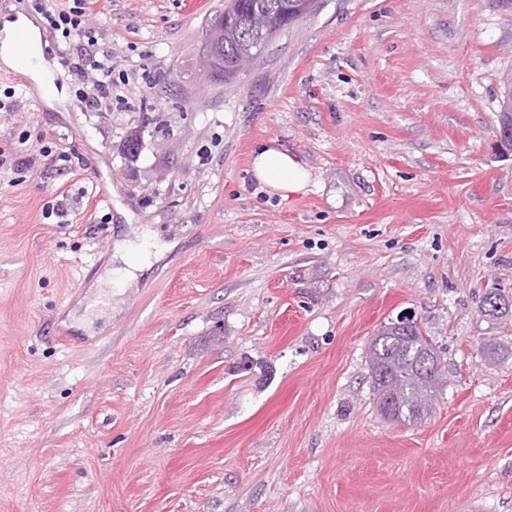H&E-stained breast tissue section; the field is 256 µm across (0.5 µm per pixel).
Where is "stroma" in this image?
Returning <instances> with one entry per match:
<instances>
[{"instance_id":"obj_1","label":"stroma","mask_w":512,"mask_h":512,"mask_svg":"<svg viewBox=\"0 0 512 512\" xmlns=\"http://www.w3.org/2000/svg\"><path fill=\"white\" fill-rule=\"evenodd\" d=\"M226 3L97 0L107 107L70 109L61 33L63 99L0 65V512H512V315L480 308L512 304V8L318 0L227 83ZM262 144L304 193L255 179ZM409 310L446 377L417 424L367 363ZM252 171L260 183L283 198L304 192L311 181L310 170L295 155L266 144L254 152Z\"/></svg>"}]
</instances>
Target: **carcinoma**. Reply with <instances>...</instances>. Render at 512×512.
<instances>
[{"label":"carcinoma","mask_w":512,"mask_h":512,"mask_svg":"<svg viewBox=\"0 0 512 512\" xmlns=\"http://www.w3.org/2000/svg\"><path fill=\"white\" fill-rule=\"evenodd\" d=\"M316 0H230L224 10V81L236 77L228 69L241 54H254L258 44H269L276 34L252 27L267 16L276 30L310 16ZM500 129L512 130V85L505 87L498 113ZM372 389L380 414L393 422L417 423L431 412L441 380V358L432 338L419 325L403 333L389 323L373 339L368 354Z\"/></svg>","instance_id":"1"}]
</instances>
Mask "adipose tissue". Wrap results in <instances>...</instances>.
<instances>
[{
  "label": "adipose tissue",
  "instance_id": "obj_1",
  "mask_svg": "<svg viewBox=\"0 0 512 512\" xmlns=\"http://www.w3.org/2000/svg\"><path fill=\"white\" fill-rule=\"evenodd\" d=\"M252 171L260 183L285 198L304 192L311 181L309 169L295 155L266 144L256 149Z\"/></svg>",
  "mask_w": 512,
  "mask_h": 512
}]
</instances>
